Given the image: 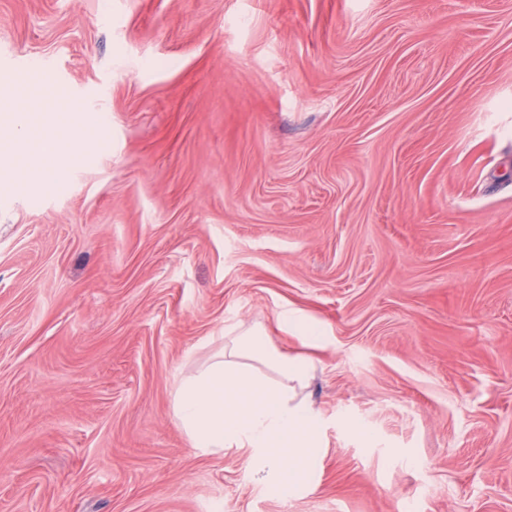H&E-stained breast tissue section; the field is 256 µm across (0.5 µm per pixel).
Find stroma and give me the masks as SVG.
<instances>
[{"label": "stroma", "mask_w": 512, "mask_h": 512, "mask_svg": "<svg viewBox=\"0 0 512 512\" xmlns=\"http://www.w3.org/2000/svg\"><path fill=\"white\" fill-rule=\"evenodd\" d=\"M0 149V512H512V0H0ZM253 326L294 494L171 410ZM60 139L53 134H44L37 140V150L44 163V175H50L56 168L66 162L59 151ZM279 327L280 329L296 333L306 344L311 346L318 345L323 336H321V332L310 325L304 319H301L295 316L293 313L288 310L283 311L279 316Z\"/></svg>", "instance_id": "stroma-1"}]
</instances>
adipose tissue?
I'll list each match as a JSON object with an SVG mask.
<instances>
[{"instance_id": "1", "label": "adipose tissue", "mask_w": 512, "mask_h": 512, "mask_svg": "<svg viewBox=\"0 0 512 512\" xmlns=\"http://www.w3.org/2000/svg\"><path fill=\"white\" fill-rule=\"evenodd\" d=\"M310 370L306 357L279 351L262 331H242L179 382L174 418L194 447L249 449L270 489L293 492L308 485L321 454L320 417L297 397Z\"/></svg>"}]
</instances>
